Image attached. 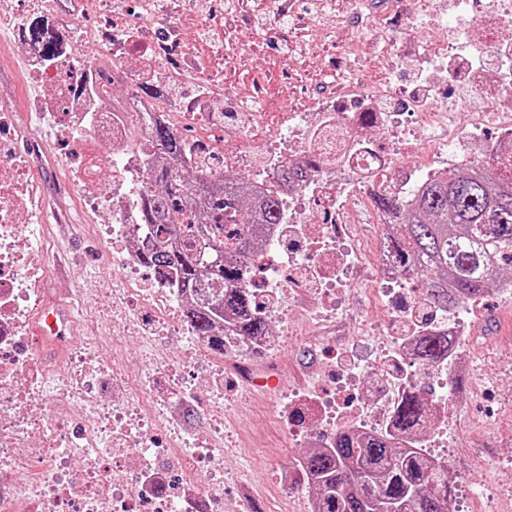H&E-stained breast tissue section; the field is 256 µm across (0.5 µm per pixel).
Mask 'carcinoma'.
Returning a JSON list of instances; mask_svg holds the SVG:
<instances>
[{
  "mask_svg": "<svg viewBox=\"0 0 512 512\" xmlns=\"http://www.w3.org/2000/svg\"><path fill=\"white\" fill-rule=\"evenodd\" d=\"M27 32L44 40L48 57L54 56L56 41L48 38L45 19L31 18ZM151 145L146 188L132 196L151 236L140 262L174 276L175 286L191 298L182 311L186 325L217 355L227 352L218 330L227 314L234 315L230 335H268L244 281L257 251L251 227L286 218L279 195H267L255 217L241 196L240 178L224 175L216 157L201 155L197 164L210 174L192 180L172 164L181 156L178 131L155 125ZM489 162L484 176L450 172L431 179L412 204L388 194L375 199L395 218L388 235L400 274L420 282L446 311L489 293L491 258L512 264V163ZM275 176L285 186L304 185L310 173L286 166ZM169 233L179 234L180 246L168 244ZM447 354L448 337L431 334L415 356L430 366ZM427 419L419 391L408 390L393 410L396 435L360 438L340 431L330 447L306 452L298 467L314 490L316 512H448L455 495L448 463L415 438Z\"/></svg>",
  "mask_w": 512,
  "mask_h": 512,
  "instance_id": "carcinoma-1",
  "label": "carcinoma"
}]
</instances>
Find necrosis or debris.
Masks as SVG:
<instances>
[{
	"label": "necrosis or debris",
	"mask_w": 512,
	"mask_h": 512,
	"mask_svg": "<svg viewBox=\"0 0 512 512\" xmlns=\"http://www.w3.org/2000/svg\"><path fill=\"white\" fill-rule=\"evenodd\" d=\"M467 4L469 29L487 55L485 64L455 63L447 31L430 34L431 49L450 61L449 82L464 85V95L444 98L433 88L404 93L389 84L348 91L314 111L287 113V134L268 136L271 149L261 170L301 165L312 153L321 163L312 182L288 189L285 223L264 227L267 259L260 274L248 278L262 316L275 321L287 303L310 292L313 317H335L346 309L354 276L365 267L389 312L387 346L360 348L344 364L328 350L321 374L332 391L315 387L283 403L289 432L317 425L315 445L328 443L340 426L362 436L389 429L401 395L424 378L413 354L420 336L434 330L448 335V358L434 366L435 377L469 366L464 353L473 341L471 305L419 321L423 295L402 288L386 242L371 250L355 232L360 224L391 221L373 206L372 194L408 201L433 174L479 167L483 154L512 157V113L500 108L512 97V40L487 36L512 14V0H501L497 14L486 11L484 0ZM37 10L62 34L59 59H47L41 43L22 28L0 50L24 56L65 142L88 149L82 138L87 132L111 147L80 172L79 192L107 214L103 231L120 246L112 255L119 281L109 290L115 323L136 332L163 324L171 339H179L187 331L175 313L179 293L137 260L134 248L144 235L125 200L142 182L139 154L150 147L147 131L154 120L195 129L188 140L193 151L215 154L223 142L203 111L172 112L134 92L138 64L173 54L175 40L137 47L108 25L91 29L53 19V0H0V17ZM89 43L98 60L84 64L79 49ZM40 132L37 124L18 126L12 105L0 99V512H224V455L214 446L223 420L205 419L191 448L178 425L198 388L223 396V364L207 361L204 349L188 350L184 356L197 369L196 381L186 380L173 358L157 363L147 383L107 366L93 336L70 349L64 374H48L32 353L31 316L46 302L51 244L35 222L37 183L16 143L37 144ZM425 134L434 145L428 152L419 144ZM104 184L109 194H101ZM160 429L166 433L161 442Z\"/></svg>",
	"instance_id": "obj_1"
}]
</instances>
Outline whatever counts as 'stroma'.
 I'll use <instances>...</instances> for the list:
<instances>
[{"label":"stroma","instance_id":"obj_1","mask_svg":"<svg viewBox=\"0 0 512 512\" xmlns=\"http://www.w3.org/2000/svg\"><path fill=\"white\" fill-rule=\"evenodd\" d=\"M152 12L154 39L176 30L183 35L177 57L154 66L153 80L163 84L167 104L180 110L195 92L197 77L219 74L221 82L211 92L218 121L239 130L224 141L228 155L262 154L267 133L280 127L286 113L312 111L348 84L415 82L419 71L430 68L427 27L459 25L454 0H166ZM205 27L221 31L222 44L201 37ZM7 90L20 98L16 121L26 123L39 87L16 54L0 60V93ZM41 148L32 164L46 204L42 226L54 244L51 263L65 265L64 274L51 277L50 298L79 296L87 310L76 316L74 336L94 334L110 342L111 246L99 232L101 215L85 208L73 186L75 170L89 160L69 151L48 125ZM64 223L74 227L67 239L60 235ZM372 289L362 281L347 315L307 328L305 335L281 337L275 358L247 357L248 381L225 377L223 400L199 393L201 409L224 415V467L235 476L232 492L250 512H297L299 496L308 492L304 486L288 490L280 481L304 450L272 409L269 392L254 388L252 379L276 376L282 396L314 387L324 350L343 347L356 332L355 320L373 317ZM473 323L471 369L449 383L455 400L465 401L466 413L450 429L458 447L448 459V474L456 502L466 503L469 512H512L511 498L493 488L471 495L467 483L477 470L512 481V304L488 300ZM166 350L158 335H129L109 356L117 369L147 372Z\"/></svg>","mask_w":512,"mask_h":512}]
</instances>
